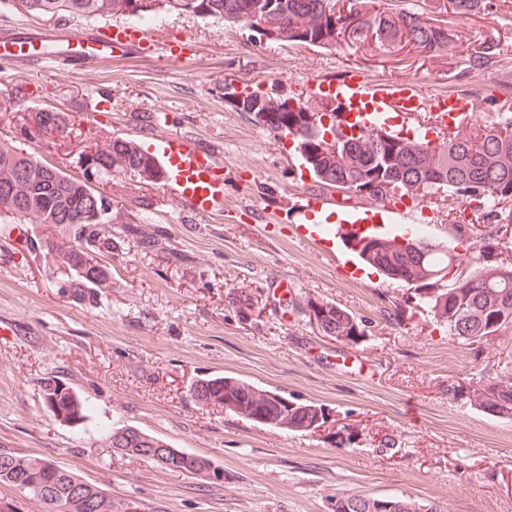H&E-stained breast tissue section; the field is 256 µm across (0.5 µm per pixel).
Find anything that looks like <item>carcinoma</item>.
Masks as SVG:
<instances>
[{
	"label": "carcinoma",
	"mask_w": 512,
	"mask_h": 512,
	"mask_svg": "<svg viewBox=\"0 0 512 512\" xmlns=\"http://www.w3.org/2000/svg\"><path fill=\"white\" fill-rule=\"evenodd\" d=\"M339 0H264L280 21L291 23L299 15L335 20L336 35L346 32L337 15ZM415 9L405 4L371 14L360 27L372 31L394 45L402 35L407 43L436 56L455 52L454 35L448 29L429 24L424 18L425 4ZM28 13L59 19L70 17L128 16L145 18L161 9L189 13L203 19L230 24H247L259 17L257 0H27ZM457 14L478 13L485 0H451ZM295 43L327 47L329 37L316 29L296 35ZM493 45L480 42L468 53L471 69L494 63ZM284 110L269 112L257 124L275 134L293 136L301 163L315 182L326 188H344L356 193L359 186L375 181L380 200L395 195L420 201L428 194L447 192L472 206L475 219L498 222L500 205L512 202V119L500 112H490L477 122L459 119L438 142L425 139L418 132L403 134L382 128L360 129L351 136L347 148L315 138L321 115L309 110L301 100L282 98ZM67 119L55 113L42 122L45 134L67 132ZM99 176L122 172L143 175L154 180L161 171L153 156L140 147H128V141L115 138L96 149L89 159ZM12 196L0 198V224H79L81 241L47 239L40 242L54 265L72 273L73 296L98 303L99 293L111 282L110 269L96 259V254L110 246L112 225L91 218L88 195L80 191L73 175L53 166L43 168L42 161L8 140H0V191ZM492 244L483 241L479 249L458 263V272L446 281L435 273L448 268V247L421 238L393 235L364 242L357 254L381 271L389 280L409 287L419 284L432 292L419 295L435 322L452 339L469 345L482 344L512 334V262L491 260ZM306 308L320 309L316 323L324 335L337 338L349 333L362 321L335 302L308 298ZM41 391L54 417L67 424L86 420V405L74 391L61 382L45 378ZM191 398L203 407L222 408L242 419L259 416L267 427L285 432L308 433L311 417L300 403L286 409L283 400L243 379L222 376L200 378L190 384ZM469 406L489 414L512 419V375H497L469 385L462 393ZM131 427L112 431L109 441L121 437L133 454L147 455L146 444L138 438L128 440ZM211 460L198 454L171 459L163 468L182 475L202 478ZM7 465L24 493L41 512H116L112 496L96 485H88L71 495V477L75 473L45 457L22 455L0 450V466Z\"/></svg>",
	"instance_id": "cac0c4a2"
}]
</instances>
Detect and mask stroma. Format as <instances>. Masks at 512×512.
I'll use <instances>...</instances> for the list:
<instances>
[{"mask_svg":"<svg viewBox=\"0 0 512 512\" xmlns=\"http://www.w3.org/2000/svg\"><path fill=\"white\" fill-rule=\"evenodd\" d=\"M431 23L457 38L453 54L373 43L311 47L251 39L242 25L162 11L141 20L158 47L187 43L179 61L113 51L100 61L21 64L0 47V139L80 174L89 146L121 137L152 151L178 137L212 149L229 177L224 212L192 214L164 181L113 175L112 240L101 251L112 286L92 305L62 293L67 270L38 244L76 227L0 224V450L49 458L111 493L122 512H329L333 498L363 494L435 502L447 512H512V420L462 407L456 388L512 367V336L483 347L435 328L414 290L383 280L350 249L296 236L308 199L322 194L291 140L253 123L224 97L237 89L330 104L308 83L356 71L370 82L411 81L424 96L466 95L474 117L512 112V0L456 14L437 0ZM92 19L35 18L0 4V36L24 28L80 33ZM499 62L465 69L475 41ZM24 100H10L15 86ZM67 115L68 137L33 132L32 113ZM422 206L425 238L454 245L473 218L460 199ZM318 297L362 320L363 338L323 335L302 304ZM233 376L323 406L328 430L285 433L206 408L187 392L200 376ZM54 376L86 403L80 425L56 420L41 395ZM133 426L224 471L203 481L112 448ZM354 432L337 446L333 428Z\"/></svg>","mask_w":512,"mask_h":512,"instance_id":"35a3bbf8","label":"stroma"}]
</instances>
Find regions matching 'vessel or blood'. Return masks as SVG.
I'll use <instances>...</instances> for the list:
<instances>
[{
  "mask_svg": "<svg viewBox=\"0 0 512 512\" xmlns=\"http://www.w3.org/2000/svg\"><path fill=\"white\" fill-rule=\"evenodd\" d=\"M78 40L101 47L104 57H111L113 50L133 46L142 52H154L155 46L145 30L135 27L93 29L78 35L62 31L56 34L32 32L24 37V44L33 48V61L48 59L47 48L53 43H70ZM337 95L354 98L368 97L372 109L368 112H352L347 116L349 123L370 128L387 124L389 115L400 112L406 115L415 112H430L437 118L438 125L469 111L467 100L448 99L444 96L424 97L417 85L411 82L371 84L352 79L337 85ZM163 169L166 182L185 200L190 210L198 215L208 216L222 210L224 206V167L218 156L185 139L164 138L154 148ZM327 234H339L355 242L367 236H384L394 232L391 222L380 224L364 223L356 214L347 215L340 225H325Z\"/></svg>",
  "mask_w": 512,
  "mask_h": 512,
  "instance_id": "1",
  "label": "vessel or blood"
}]
</instances>
